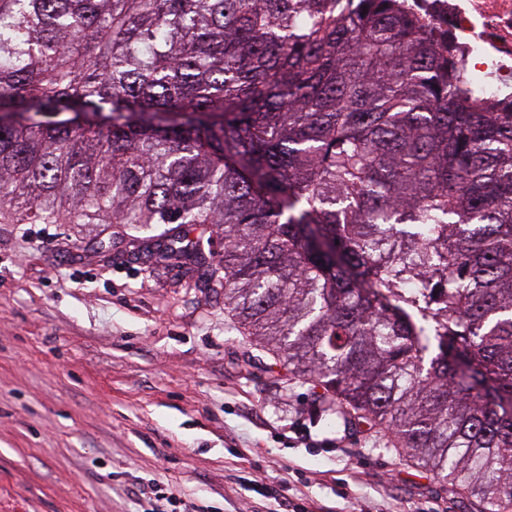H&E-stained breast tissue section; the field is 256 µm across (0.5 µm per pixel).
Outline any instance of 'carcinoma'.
Here are the masks:
<instances>
[{"instance_id": "cac0c4a2", "label": "carcinoma", "mask_w": 512, "mask_h": 512, "mask_svg": "<svg viewBox=\"0 0 512 512\" xmlns=\"http://www.w3.org/2000/svg\"><path fill=\"white\" fill-rule=\"evenodd\" d=\"M0 0V223L224 238V308L512 512V111L398 0Z\"/></svg>"}]
</instances>
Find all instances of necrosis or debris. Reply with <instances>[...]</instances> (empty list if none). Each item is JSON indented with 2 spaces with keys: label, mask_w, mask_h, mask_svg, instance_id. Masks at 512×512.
I'll return each instance as SVG.
<instances>
[{
  "label": "necrosis or debris",
  "mask_w": 512,
  "mask_h": 512,
  "mask_svg": "<svg viewBox=\"0 0 512 512\" xmlns=\"http://www.w3.org/2000/svg\"><path fill=\"white\" fill-rule=\"evenodd\" d=\"M402 7L450 35L475 92L492 101L512 95V0H403Z\"/></svg>",
  "instance_id": "obj_1"
}]
</instances>
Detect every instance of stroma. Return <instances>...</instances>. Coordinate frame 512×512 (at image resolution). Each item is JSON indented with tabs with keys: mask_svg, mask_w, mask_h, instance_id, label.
Returning <instances> with one entry per match:
<instances>
[{
	"mask_svg": "<svg viewBox=\"0 0 512 512\" xmlns=\"http://www.w3.org/2000/svg\"><path fill=\"white\" fill-rule=\"evenodd\" d=\"M128 235L0 223V512H470Z\"/></svg>",
	"mask_w": 512,
	"mask_h": 512,
	"instance_id": "1",
	"label": "stroma"
}]
</instances>
